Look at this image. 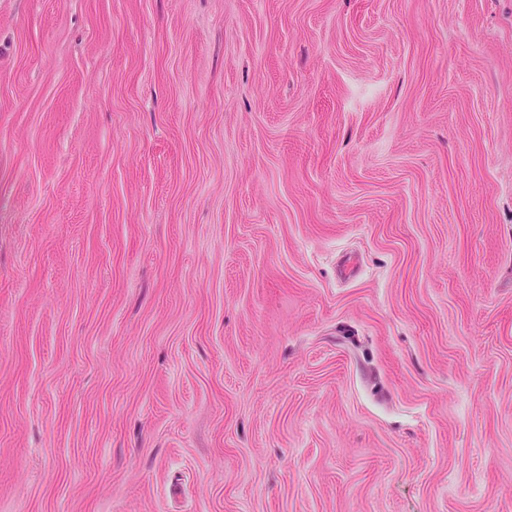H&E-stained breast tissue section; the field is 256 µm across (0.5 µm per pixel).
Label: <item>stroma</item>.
<instances>
[{
  "label": "stroma",
  "instance_id": "35a3bbf8",
  "mask_svg": "<svg viewBox=\"0 0 512 512\" xmlns=\"http://www.w3.org/2000/svg\"><path fill=\"white\" fill-rule=\"evenodd\" d=\"M0 512H512V0H0Z\"/></svg>",
  "mask_w": 512,
  "mask_h": 512
}]
</instances>
